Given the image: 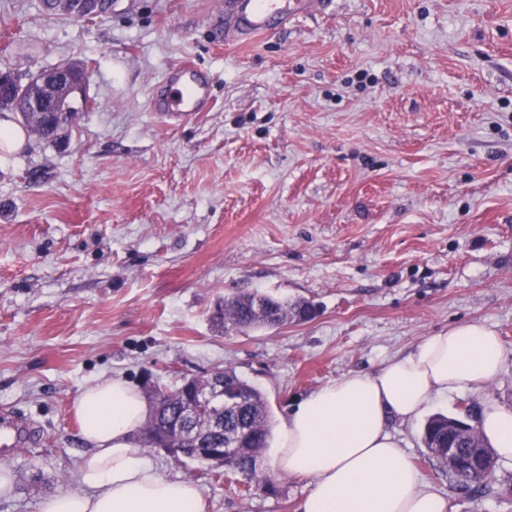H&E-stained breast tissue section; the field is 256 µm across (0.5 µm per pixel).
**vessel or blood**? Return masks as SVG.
Listing matches in <instances>:
<instances>
[{"label": "vessel or blood", "instance_id": "obj_1", "mask_svg": "<svg viewBox=\"0 0 512 512\" xmlns=\"http://www.w3.org/2000/svg\"><path fill=\"white\" fill-rule=\"evenodd\" d=\"M326 0H224V41L243 45L283 30L300 18L321 10ZM213 80L209 72L192 63L171 68L153 88L155 111L170 121H181L205 111L212 101ZM35 429L12 413L0 414V461L12 460L28 445Z\"/></svg>", "mask_w": 512, "mask_h": 512}]
</instances>
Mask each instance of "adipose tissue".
<instances>
[{
  "label": "adipose tissue",
  "mask_w": 512,
  "mask_h": 512,
  "mask_svg": "<svg viewBox=\"0 0 512 512\" xmlns=\"http://www.w3.org/2000/svg\"><path fill=\"white\" fill-rule=\"evenodd\" d=\"M505 360L493 329L458 324L375 372L308 394L280 420L269 450L276 471L309 481L298 512H448L447 499L423 484L388 423L415 421L436 401L480 391ZM72 412L88 445L76 463L79 488L47 497L41 512H201L197 485L164 476L136 450L149 405L130 382L87 384ZM477 428L499 461L512 462V408L483 401Z\"/></svg>",
  "instance_id": "adipose-tissue-1"
}]
</instances>
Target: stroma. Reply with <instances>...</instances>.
I'll list each match as a JSON object with an SVG mask.
<instances>
[{
	"instance_id": "obj_1",
	"label": "stroma",
	"mask_w": 512,
	"mask_h": 512,
	"mask_svg": "<svg viewBox=\"0 0 512 512\" xmlns=\"http://www.w3.org/2000/svg\"><path fill=\"white\" fill-rule=\"evenodd\" d=\"M0 0V71L26 82L87 63L59 142L28 134L0 159V413L36 439L8 463L0 512H40L76 489L71 407L88 382L146 389L230 366L271 425L308 393L372 372L448 326L501 337L506 363L478 399L512 406V0H331L248 45L215 42L224 0ZM191 61L215 105L169 123L148 108ZM259 290L314 315L224 334L218 299ZM423 422L388 430L448 512H512V463L467 491L425 448ZM204 512H297L307 480L273 491L199 477Z\"/></svg>"
}]
</instances>
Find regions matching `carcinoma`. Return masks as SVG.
<instances>
[{"instance_id": "cac0c4a2", "label": "carcinoma", "mask_w": 512, "mask_h": 512, "mask_svg": "<svg viewBox=\"0 0 512 512\" xmlns=\"http://www.w3.org/2000/svg\"><path fill=\"white\" fill-rule=\"evenodd\" d=\"M21 124L28 130L50 139L53 128L41 124L28 112L19 113ZM312 315L311 307L304 302L290 303L258 290L237 293L215 307L212 320L224 333L243 330H275L293 320L303 321ZM224 380L238 387L244 404L227 411L219 429H210L209 415L198 414L195 420L182 416L184 401L193 392L208 383L210 376L184 377L172 387L155 386L148 391L150 412L141 432V440L158 447L203 448L224 447V434L236 437L237 451L224 457V468L202 465L199 477L220 480L223 476H240L243 481L265 491L272 489L271 482L262 468V453L268 447L270 424L267 407L261 392L242 378L231 367L222 368ZM448 421L445 415L430 418L423 431V441L430 455L442 466H447ZM470 449H459L460 466L448 471V477L462 489L486 487L495 468L475 470L470 467Z\"/></svg>"}]
</instances>
